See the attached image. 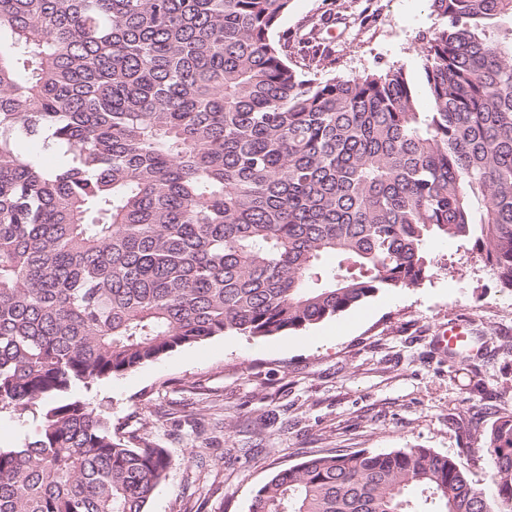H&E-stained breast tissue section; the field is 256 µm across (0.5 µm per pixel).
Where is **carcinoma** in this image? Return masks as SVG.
<instances>
[{
  "mask_svg": "<svg viewBox=\"0 0 512 512\" xmlns=\"http://www.w3.org/2000/svg\"><path fill=\"white\" fill-rule=\"evenodd\" d=\"M429 2L416 84L290 63V0H0V414L39 417L0 512H147L167 449L79 385L418 286L436 236L512 288V0ZM489 448L491 498L413 447L312 455L249 512H512L511 415Z\"/></svg>",
  "mask_w": 512,
  "mask_h": 512,
  "instance_id": "1",
  "label": "carcinoma"
}]
</instances>
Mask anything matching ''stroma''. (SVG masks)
<instances>
[{"label": "stroma", "instance_id": "stroma-1", "mask_svg": "<svg viewBox=\"0 0 512 512\" xmlns=\"http://www.w3.org/2000/svg\"><path fill=\"white\" fill-rule=\"evenodd\" d=\"M429 0H291L278 35L314 30L327 80L403 68L420 79ZM433 276L298 333L226 334L74 389L124 434L147 429L172 465L148 512H248L278 470L330 451L421 446L494 495L487 437L512 415V288L459 242L435 239ZM459 322L466 364L438 336Z\"/></svg>", "mask_w": 512, "mask_h": 512}]
</instances>
